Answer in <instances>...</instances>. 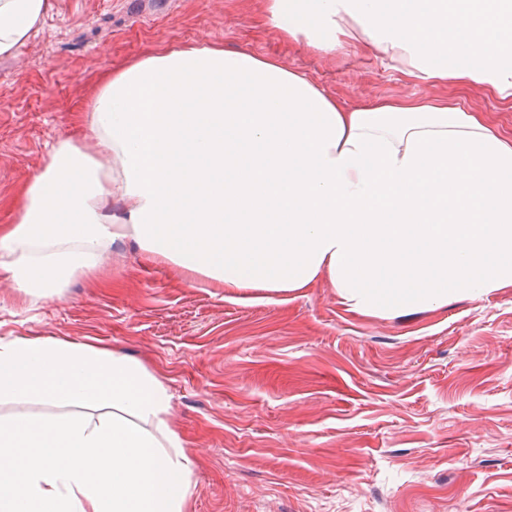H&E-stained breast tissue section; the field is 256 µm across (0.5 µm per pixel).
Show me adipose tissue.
<instances>
[{
	"instance_id": "obj_1",
	"label": "adipose tissue",
	"mask_w": 512,
	"mask_h": 512,
	"mask_svg": "<svg viewBox=\"0 0 512 512\" xmlns=\"http://www.w3.org/2000/svg\"><path fill=\"white\" fill-rule=\"evenodd\" d=\"M287 41L332 55L357 34L420 97L347 108L280 59L217 44L116 68L0 228V274L56 295L130 239L232 292L326 280L371 316L512 288V138L448 88L512 103V0H261ZM50 0H0V56ZM112 416L0 417V512H184L192 459L164 382L94 343L0 341V403ZM112 410H99L83 405H71L56 407L44 404L38 400L4 402L0 404V417L3 418L17 414H55V415H80L97 419L101 414Z\"/></svg>"
}]
</instances>
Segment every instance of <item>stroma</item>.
Instances as JSON below:
<instances>
[{
  "mask_svg": "<svg viewBox=\"0 0 512 512\" xmlns=\"http://www.w3.org/2000/svg\"><path fill=\"white\" fill-rule=\"evenodd\" d=\"M276 57L355 106L417 88L367 41L329 56L260 24L257 0H53L0 57V226L100 77L189 44ZM512 135V107L461 95ZM94 341L163 380L194 461L187 512H512V288L388 317L325 281L235 298L116 242L60 295L0 281V340Z\"/></svg>",
  "mask_w": 512,
  "mask_h": 512,
  "instance_id": "obj_1",
  "label": "stroma"
}]
</instances>
